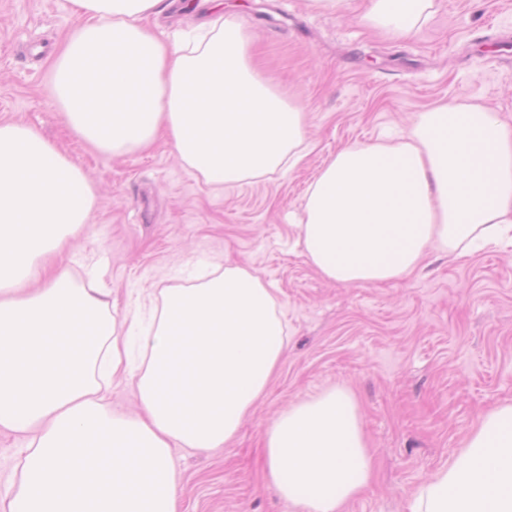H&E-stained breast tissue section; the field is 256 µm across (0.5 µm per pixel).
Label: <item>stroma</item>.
Instances as JSON below:
<instances>
[{"label": "stroma", "instance_id": "stroma-1", "mask_svg": "<svg viewBox=\"0 0 512 512\" xmlns=\"http://www.w3.org/2000/svg\"><path fill=\"white\" fill-rule=\"evenodd\" d=\"M415 37L391 41L309 0H224L253 37L259 73L304 106L309 150L287 174L217 190L165 142L103 155L68 130L42 93L48 61L74 25L69 0H0V119L29 125L85 172L95 191L70 236L77 286L109 289L117 314L149 320L161 291L248 266L274 288L288 349L237 436L211 454L172 455L184 512H293L262 482L263 434L289 405L353 392L374 475L346 512H408L481 415L512 403V251L430 256L416 276L343 286L322 277L293 225L306 189L343 146L407 129L442 103L481 104L512 122V0H439ZM201 11L162 7L149 26L177 41Z\"/></svg>", "mask_w": 512, "mask_h": 512}]
</instances>
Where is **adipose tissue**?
Masks as SVG:
<instances>
[{
	"mask_svg": "<svg viewBox=\"0 0 512 512\" xmlns=\"http://www.w3.org/2000/svg\"><path fill=\"white\" fill-rule=\"evenodd\" d=\"M162 0H70L75 25L46 95L104 155L166 137L218 189L305 156L304 112L252 66L253 39L223 0L189 44L147 24ZM437 0H368L366 26L417 34ZM94 190L33 127L0 120V429L19 433L7 512H182L173 448L234 439L286 349L279 302L247 267L164 289L151 326L115 318L110 292L74 287L61 251ZM297 243L341 285L411 277L432 251L512 247V123L480 105L417 113L397 139L339 151L307 188ZM136 389L113 410L107 378ZM263 482L293 512H345L373 476L350 390L291 405L265 430ZM409 512H512V404L485 414Z\"/></svg>",
	"mask_w": 512,
	"mask_h": 512,
	"instance_id": "ef3b65f1",
	"label": "adipose tissue"
}]
</instances>
